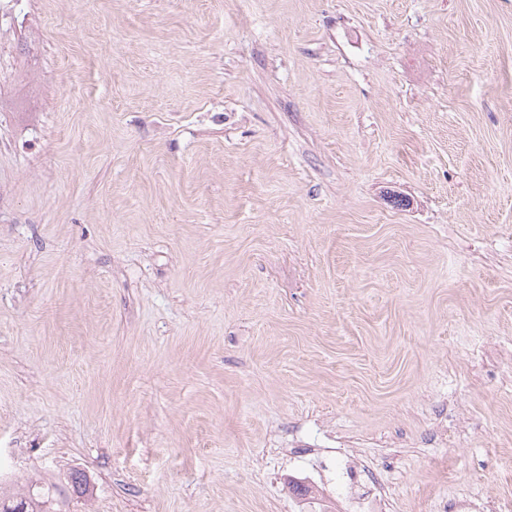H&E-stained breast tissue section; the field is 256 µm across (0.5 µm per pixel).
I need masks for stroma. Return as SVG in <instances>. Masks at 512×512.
Masks as SVG:
<instances>
[{
	"instance_id": "1",
	"label": "stroma",
	"mask_w": 512,
	"mask_h": 512,
	"mask_svg": "<svg viewBox=\"0 0 512 512\" xmlns=\"http://www.w3.org/2000/svg\"><path fill=\"white\" fill-rule=\"evenodd\" d=\"M351 452L512 512V0H0V493L298 512Z\"/></svg>"
}]
</instances>
